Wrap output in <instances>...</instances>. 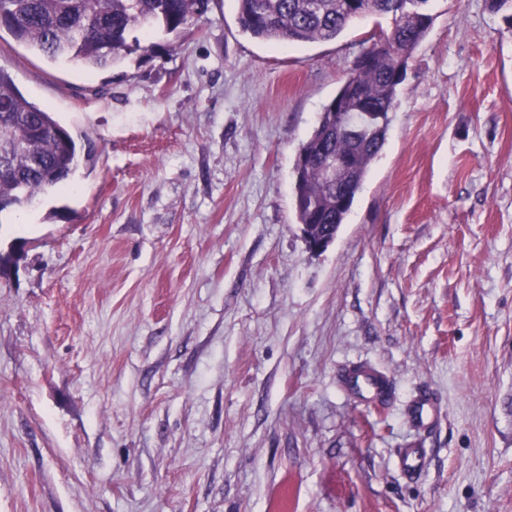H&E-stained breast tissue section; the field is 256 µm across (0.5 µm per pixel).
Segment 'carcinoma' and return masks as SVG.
Returning a JSON list of instances; mask_svg holds the SVG:
<instances>
[{"label": "carcinoma", "instance_id": "carcinoma-1", "mask_svg": "<svg viewBox=\"0 0 512 512\" xmlns=\"http://www.w3.org/2000/svg\"><path fill=\"white\" fill-rule=\"evenodd\" d=\"M242 32L262 42H329L357 17L349 0H237ZM397 0H359L363 16H388V48L369 46L366 66L354 65L352 86L343 83L321 112L310 137L299 148L294 171L293 203L299 224L345 222L349 210L337 203L336 188L356 194L371 161L386 141L389 112L408 64L429 34L434 17L430 0H418L414 11L400 10ZM208 0H0L4 29L49 61L69 58L88 70L108 68L143 49L141 42L162 30L174 33ZM0 212L15 203L28 204L69 179L77 157L71 132L52 112L29 101L0 67ZM352 156L349 169L326 178L321 161Z\"/></svg>", "mask_w": 512, "mask_h": 512}]
</instances>
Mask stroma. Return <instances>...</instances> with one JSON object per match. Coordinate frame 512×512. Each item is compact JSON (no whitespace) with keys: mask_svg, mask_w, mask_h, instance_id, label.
<instances>
[{"mask_svg":"<svg viewBox=\"0 0 512 512\" xmlns=\"http://www.w3.org/2000/svg\"><path fill=\"white\" fill-rule=\"evenodd\" d=\"M430 7L320 253L296 154L389 18L259 42L209 0L100 71L0 34L78 145L72 190L0 212V512H512V25ZM356 365L384 405L345 385ZM424 448H402L399 454V465L402 473L409 478L419 476L424 469Z\"/></svg>","mask_w":512,"mask_h":512,"instance_id":"obj_1","label":"stroma"}]
</instances>
